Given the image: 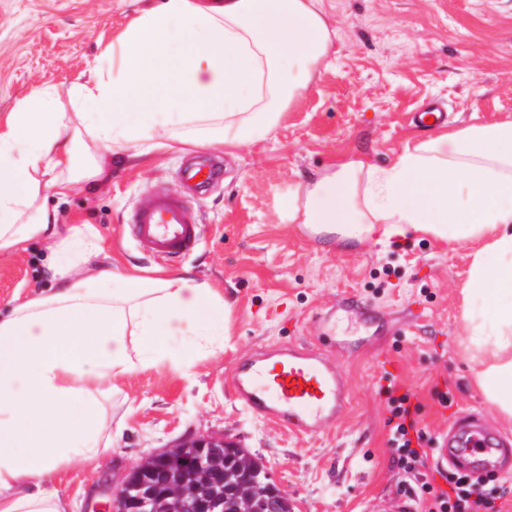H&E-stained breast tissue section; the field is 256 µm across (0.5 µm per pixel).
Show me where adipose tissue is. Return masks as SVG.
I'll return each instance as SVG.
<instances>
[{
  "label": "adipose tissue",
  "instance_id": "1",
  "mask_svg": "<svg viewBox=\"0 0 512 512\" xmlns=\"http://www.w3.org/2000/svg\"><path fill=\"white\" fill-rule=\"evenodd\" d=\"M315 0H162L141 16L97 77L57 94L33 92L0 134V251L42 238L60 288L0 317V512H67L56 473L95 461L104 385L137 368L191 376V352L170 336L224 333L226 306L183 276L131 277L83 267L95 236L60 231L39 197L74 179L98 180L99 155L184 133L206 144L256 139L325 55ZM79 120L91 143L76 161L65 133ZM303 221L337 240L420 234L479 241L463 288L470 336L482 355L478 387L512 422V121L447 132L405 149L387 168L347 162L306 189Z\"/></svg>",
  "mask_w": 512,
  "mask_h": 512
}]
</instances>
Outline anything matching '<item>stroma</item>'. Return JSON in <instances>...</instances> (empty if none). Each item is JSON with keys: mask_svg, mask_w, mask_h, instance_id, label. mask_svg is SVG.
Masks as SVG:
<instances>
[{"mask_svg": "<svg viewBox=\"0 0 512 512\" xmlns=\"http://www.w3.org/2000/svg\"><path fill=\"white\" fill-rule=\"evenodd\" d=\"M160 2L0 0V132L35 90L64 101L73 86L92 81L105 52ZM318 7L327 52L272 129L241 145L211 146L227 173L193 202L206 237L189 256L154 263L122 224L136 200L179 190L177 171L196 143L131 144L104 154L100 180L75 181L64 197L43 192L58 223L96 234L113 268L186 277L229 307L223 345L197 350L194 376L140 368L119 391L105 392L111 450L56 475L69 512H108L106 486L173 441L200 436L233 441L258 459L293 512H362L366 501L394 495L426 512L419 479L392 461L376 386L382 377L413 393L429 435L474 411L512 445V425L476 386L479 354L464 320L462 289L477 242L409 235L342 244L312 235L293 211L305 187L338 164L387 167L443 130L512 120V0H318ZM429 100L447 103L446 127L409 123V112ZM58 286L43 240L0 251L1 316ZM272 345L308 348L345 370L351 398L339 422L296 434L241 404L235 366ZM441 392L449 405L439 402Z\"/></svg>", "mask_w": 512, "mask_h": 512, "instance_id": "1", "label": "stroma"}]
</instances>
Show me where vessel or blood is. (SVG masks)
<instances>
[{
  "instance_id": "obj_1",
  "label": "vessel or blood",
  "mask_w": 512,
  "mask_h": 512,
  "mask_svg": "<svg viewBox=\"0 0 512 512\" xmlns=\"http://www.w3.org/2000/svg\"><path fill=\"white\" fill-rule=\"evenodd\" d=\"M223 179L224 168L217 157L197 155L180 171L182 191L160 190L130 208L126 224L131 237L155 261L186 257L205 237V227L190 202ZM233 381L248 409L303 433L332 425L348 405L349 387L343 373L304 348L291 346L272 360L242 362L234 370ZM499 453L497 440L478 420L458 425L432 451L437 464L450 463L469 472L496 468Z\"/></svg>"
}]
</instances>
